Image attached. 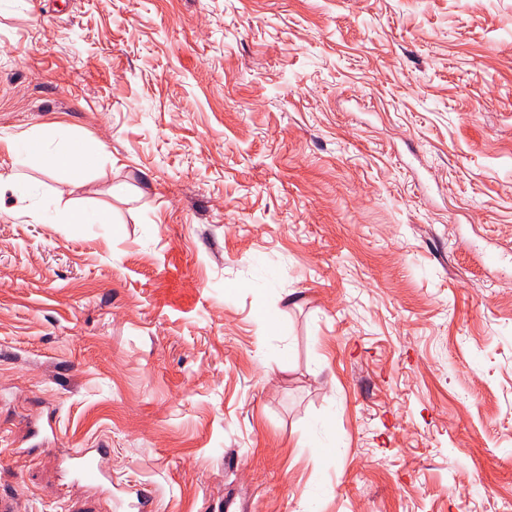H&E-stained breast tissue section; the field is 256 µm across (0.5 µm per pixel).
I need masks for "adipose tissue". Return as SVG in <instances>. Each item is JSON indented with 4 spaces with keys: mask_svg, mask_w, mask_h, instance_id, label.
Wrapping results in <instances>:
<instances>
[{
    "mask_svg": "<svg viewBox=\"0 0 512 512\" xmlns=\"http://www.w3.org/2000/svg\"><path fill=\"white\" fill-rule=\"evenodd\" d=\"M60 135L58 128L50 127L21 135L2 136L0 146L13 155L25 153L52 172L71 178L79 177L91 168L101 149L91 142L78 139L72 140L69 145L52 148V141Z\"/></svg>",
    "mask_w": 512,
    "mask_h": 512,
    "instance_id": "adipose-tissue-1",
    "label": "adipose tissue"
}]
</instances>
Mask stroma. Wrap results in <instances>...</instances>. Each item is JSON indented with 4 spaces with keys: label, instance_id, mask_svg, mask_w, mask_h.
Masks as SVG:
<instances>
[{
    "label": "stroma",
    "instance_id": "stroma-1",
    "mask_svg": "<svg viewBox=\"0 0 512 512\" xmlns=\"http://www.w3.org/2000/svg\"><path fill=\"white\" fill-rule=\"evenodd\" d=\"M51 125L103 151L0 149L20 512H512V0H0ZM60 136L57 127H50L21 135L2 136L0 147L2 145L13 155L23 152L57 174L79 177L91 168L101 148L71 136L69 145L50 149V143ZM62 224H109L112 217L105 211L70 208L62 216ZM67 473L74 484L94 483L109 476L108 457L105 450L91 454L88 448L73 450L67 456Z\"/></svg>",
    "mask_w": 512,
    "mask_h": 512
}]
</instances>
